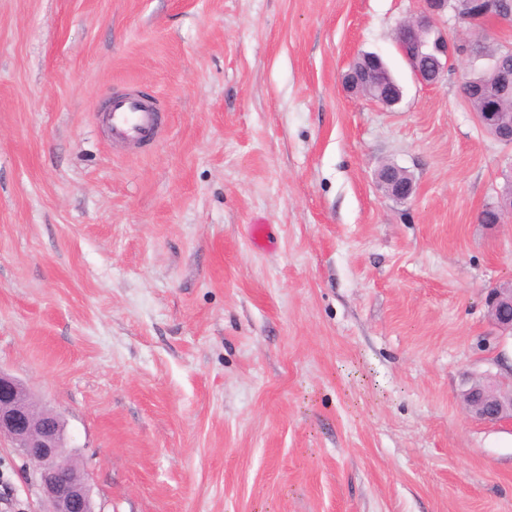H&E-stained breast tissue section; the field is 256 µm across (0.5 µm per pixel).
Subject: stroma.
<instances>
[{
    "instance_id": "obj_1",
    "label": "stroma",
    "mask_w": 512,
    "mask_h": 512,
    "mask_svg": "<svg viewBox=\"0 0 512 512\" xmlns=\"http://www.w3.org/2000/svg\"><path fill=\"white\" fill-rule=\"evenodd\" d=\"M422 6L0 0V370L64 419L98 512H512V425L460 400L512 380L484 307L512 222L479 220L512 147L459 92L486 58L413 78ZM362 52L400 104L347 91ZM121 93L161 111L137 147L101 121ZM44 508L0 440V512ZM377 180L384 193L397 201H406L415 193L412 176L398 166H381L377 172Z\"/></svg>"
}]
</instances>
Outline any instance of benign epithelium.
Segmentation results:
<instances>
[{
	"label": "benign epithelium",
	"mask_w": 512,
	"mask_h": 512,
	"mask_svg": "<svg viewBox=\"0 0 512 512\" xmlns=\"http://www.w3.org/2000/svg\"><path fill=\"white\" fill-rule=\"evenodd\" d=\"M448 12V0H424L423 10L396 29V45L418 37L437 27L440 17ZM439 65L428 70L416 52L401 51L415 79L424 85L437 83L457 56L468 51L464 41L443 37L436 44ZM349 90L366 95L373 87L385 85V95L375 102L392 108L403 98L402 86L386 80V67L377 54L358 55L346 75ZM497 140L512 145V114L501 112L498 117ZM377 180L384 193L406 201L415 193L412 176L404 169L386 164L379 168ZM487 314L501 330L512 333V284L495 286L485 297ZM462 402L472 418L483 423L512 422V388L494 384L474 383L461 394ZM0 436L7 438L31 470L41 498L48 504L45 512H96L92 490L79 469L73 467L74 451L68 441L61 417L38 406L26 387L0 371Z\"/></svg>",
	"instance_id": "obj_1"
}]
</instances>
